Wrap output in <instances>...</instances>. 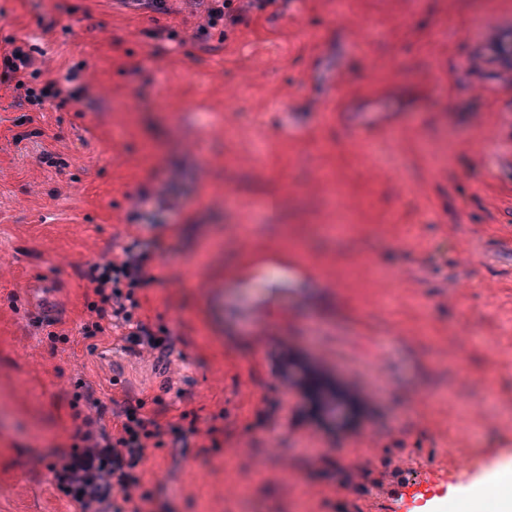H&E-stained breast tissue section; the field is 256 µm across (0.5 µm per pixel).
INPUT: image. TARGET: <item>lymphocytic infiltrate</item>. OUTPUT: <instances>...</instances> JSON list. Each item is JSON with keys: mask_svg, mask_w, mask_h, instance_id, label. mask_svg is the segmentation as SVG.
<instances>
[{"mask_svg": "<svg viewBox=\"0 0 512 512\" xmlns=\"http://www.w3.org/2000/svg\"><path fill=\"white\" fill-rule=\"evenodd\" d=\"M145 238L124 247L123 254L88 261L83 272L94 295L86 305L88 318L80 328L83 339L111 338L116 327H127L125 341L140 353H170L174 338L169 331H153L136 318V292L146 285L155 260L157 238L146 225ZM74 429L68 449L51 454L47 462L50 483L77 512H142L144 464L149 449L166 442H183L200 435L197 420L165 421L160 412H145L142 405L125 404L115 410L113 424H105V407L85 388L72 404Z\"/></svg>", "mask_w": 512, "mask_h": 512, "instance_id": "f902f5d3", "label": "lymphocytic infiltrate"}]
</instances>
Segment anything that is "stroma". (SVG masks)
Instances as JSON below:
<instances>
[{
  "mask_svg": "<svg viewBox=\"0 0 512 512\" xmlns=\"http://www.w3.org/2000/svg\"><path fill=\"white\" fill-rule=\"evenodd\" d=\"M208 6L168 0L155 20L119 0H0V47L32 60L22 83L0 73V255L13 262L0 278V512H75L46 464L69 443L80 381L102 402L216 427L150 449L147 512H328L335 486L339 512H388L374 481L404 460L413 480H444L439 508L458 512L479 481L451 470L452 451L512 460V368L485 377L512 347V250L500 242L512 178L499 170L512 155V79L470 62L512 12L500 0H301L295 16L254 11L233 31L201 33ZM342 10L373 24L347 62V93L389 69L401 109L399 133L365 135L366 161L307 84L346 35ZM49 76L78 100L36 99ZM291 109L319 115L294 139ZM487 128L502 136L480 154ZM144 188L184 204L175 217L158 211L168 229L137 293L138 317L173 333V351L135 353L118 329L93 352L53 348L47 308L78 333L83 264L136 235ZM390 222L403 238L386 234ZM292 262L304 271L290 279ZM272 268L296 290L275 308ZM278 345L368 392L359 435H325L297 413L271 370ZM419 386L433 393L425 414L409 397ZM470 408L490 415L463 434L456 421ZM287 462L300 484L282 481Z\"/></svg>",
  "mask_w": 512,
  "mask_h": 512,
  "instance_id": "1",
  "label": "stroma"
}]
</instances>
